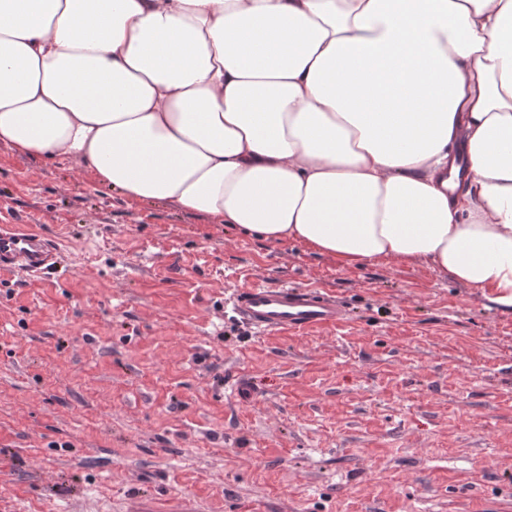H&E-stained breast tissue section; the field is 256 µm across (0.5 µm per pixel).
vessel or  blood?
Instances as JSON below:
<instances>
[{"instance_id":"1","label":"vessel or blood","mask_w":512,"mask_h":512,"mask_svg":"<svg viewBox=\"0 0 512 512\" xmlns=\"http://www.w3.org/2000/svg\"><path fill=\"white\" fill-rule=\"evenodd\" d=\"M56 264V248L37 234L13 224L0 225V266L43 273ZM238 320L262 331L295 333L338 324L343 312L318 289L256 286L237 295Z\"/></svg>"}]
</instances>
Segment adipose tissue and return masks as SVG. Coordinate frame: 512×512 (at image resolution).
<instances>
[{"label": "adipose tissue", "mask_w": 512, "mask_h": 512, "mask_svg": "<svg viewBox=\"0 0 512 512\" xmlns=\"http://www.w3.org/2000/svg\"><path fill=\"white\" fill-rule=\"evenodd\" d=\"M0 142L512 310V0H0Z\"/></svg>", "instance_id": "obj_1"}]
</instances>
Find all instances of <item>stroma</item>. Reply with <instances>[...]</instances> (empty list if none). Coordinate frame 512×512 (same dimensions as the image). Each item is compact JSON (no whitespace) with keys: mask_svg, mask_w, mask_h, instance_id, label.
Here are the masks:
<instances>
[{"mask_svg":"<svg viewBox=\"0 0 512 512\" xmlns=\"http://www.w3.org/2000/svg\"><path fill=\"white\" fill-rule=\"evenodd\" d=\"M0 222L62 249L52 274L0 273V512H512V312L475 289L132 203L2 142ZM258 283L345 319L256 331L229 302Z\"/></svg>","mask_w":512,"mask_h":512,"instance_id":"obj_1","label":"stroma"}]
</instances>
